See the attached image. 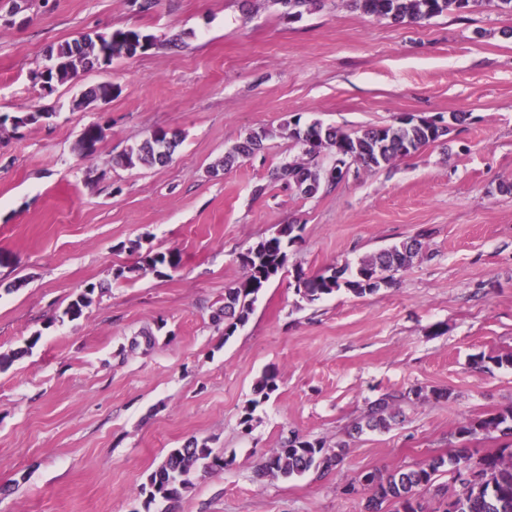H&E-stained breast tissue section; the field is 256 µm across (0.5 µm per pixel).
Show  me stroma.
Here are the masks:
<instances>
[{
	"label": "stroma",
	"mask_w": 512,
	"mask_h": 512,
	"mask_svg": "<svg viewBox=\"0 0 512 512\" xmlns=\"http://www.w3.org/2000/svg\"><path fill=\"white\" fill-rule=\"evenodd\" d=\"M0 0V115L50 113L0 133V512H159L139 490L191 440L223 456L175 512H365L360 480L459 447L466 416L512 407V14L398 23L348 0L289 13L283 0ZM139 28L156 48L80 72L53 93L35 73L50 46ZM107 82L85 109L76 95ZM467 113L392 167L304 198L271 182L297 159L294 118L349 132L405 114ZM106 124L95 155L74 146ZM163 128L164 166L112 159ZM271 136L230 170L209 169L249 132ZM264 186L255 195V186ZM301 227L283 271L233 336L212 317L244 274L237 256ZM425 234L393 287L310 304L296 271L357 264ZM177 251L178 269L131 273V242ZM128 269L117 277L118 269ZM94 288L81 318L62 313ZM277 370L278 389L254 387ZM420 388L386 432L351 433L370 403ZM450 391L438 399L434 390ZM343 445L332 472L258 477L282 437Z\"/></svg>",
	"instance_id": "1"
}]
</instances>
